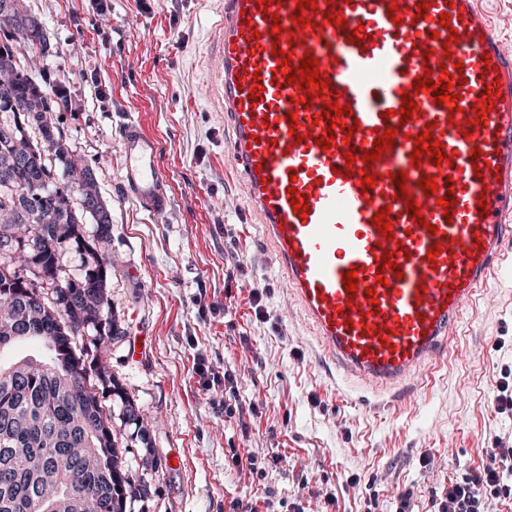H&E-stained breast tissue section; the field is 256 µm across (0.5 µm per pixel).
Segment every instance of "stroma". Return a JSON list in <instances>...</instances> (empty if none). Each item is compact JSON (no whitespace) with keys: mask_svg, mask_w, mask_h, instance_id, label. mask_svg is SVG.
<instances>
[{"mask_svg":"<svg viewBox=\"0 0 512 512\" xmlns=\"http://www.w3.org/2000/svg\"><path fill=\"white\" fill-rule=\"evenodd\" d=\"M25 4L53 46L32 75L66 92L59 127L112 215L107 293L125 335L105 360L143 426L118 397L102 403L128 466L150 453L161 464L135 512H395L404 499L436 512L450 481L512 440V413L494 403L512 379V268L467 307L444 364L410 395L337 391L226 163L211 73L220 0ZM129 121L158 142L165 212L127 190ZM227 372L229 392L209 380Z\"/></svg>","mask_w":512,"mask_h":512,"instance_id":"35a3bbf8","label":"stroma"}]
</instances>
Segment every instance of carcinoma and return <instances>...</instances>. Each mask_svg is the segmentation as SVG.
Instances as JSON below:
<instances>
[{
  "label": "carcinoma",
  "mask_w": 512,
  "mask_h": 512,
  "mask_svg": "<svg viewBox=\"0 0 512 512\" xmlns=\"http://www.w3.org/2000/svg\"><path fill=\"white\" fill-rule=\"evenodd\" d=\"M14 2L16 13L0 12V30L22 34L0 44V112L11 116L0 123V249L22 247L52 277L73 249L83 273L52 288L41 305L0 271V352L23 341L45 349L40 359L0 366V512H129L128 503L149 496V479L119 457L99 393L123 398L127 419L143 422L100 350L125 335L106 292L112 257L97 249L112 236L101 232L99 212L74 202L52 177L56 164L72 165V154L56 120L58 102L17 65L19 47L35 53L40 22ZM18 222L34 225L23 242L15 238ZM89 329L95 338L85 345L80 337Z\"/></svg>",
  "instance_id": "obj_1"
}]
</instances>
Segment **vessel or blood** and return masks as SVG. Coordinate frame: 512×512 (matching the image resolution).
<instances>
[{
  "mask_svg": "<svg viewBox=\"0 0 512 512\" xmlns=\"http://www.w3.org/2000/svg\"><path fill=\"white\" fill-rule=\"evenodd\" d=\"M427 11H419V2ZM224 0V23L215 42L214 78L231 128L228 157L247 188L264 239L272 247L285 284L325 356L360 385L402 393L413 377L446 351L468 301L512 264V53L507 52L479 0ZM340 14L330 24L327 13ZM450 14L441 26V14ZM282 33L272 38L271 15ZM312 18L297 25V15ZM366 38L352 43L356 28ZM289 52L292 66L317 59L327 94L345 109L342 128L330 129L322 99H310L280 74L273 46ZM450 71L453 98L438 103L414 92L418 77ZM501 94L484 123L474 110ZM418 113L400 120L403 94ZM354 126L346 136L344 126ZM394 143L373 165L363 158L385 129ZM332 130L329 149L318 140ZM432 133L446 154L434 165L410 158L415 135ZM125 179L133 195L156 213L167 208L165 179L156 165L158 146L135 123L124 128ZM478 157H471V150ZM353 151L347 163L345 151ZM406 173L404 187L396 175ZM434 178L436 194L419 186ZM374 187L363 188L364 177ZM307 195L298 215L290 190ZM453 196L454 212L438 198ZM415 198L416 212L405 201ZM388 209L392 232L373 221ZM440 248L429 258L431 248ZM392 255L394 268L376 260ZM356 271L358 287L343 280ZM374 289L367 298L366 289Z\"/></svg>",
  "mask_w": 512,
  "mask_h": 512,
  "instance_id": "1",
  "label": "vessel or blood"
}]
</instances>
